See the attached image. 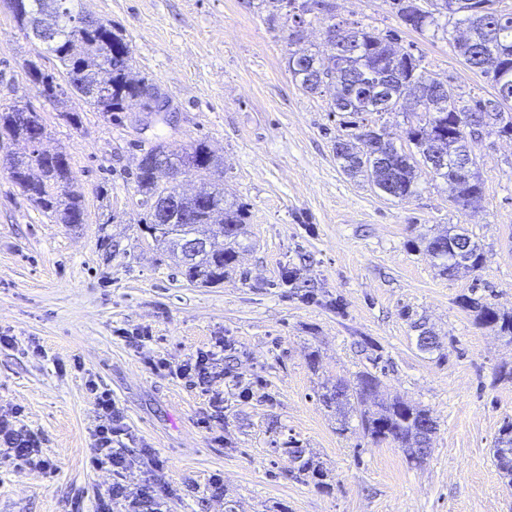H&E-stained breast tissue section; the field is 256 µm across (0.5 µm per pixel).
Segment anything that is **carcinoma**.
Listing matches in <instances>:
<instances>
[{
	"label": "carcinoma",
	"mask_w": 512,
	"mask_h": 512,
	"mask_svg": "<svg viewBox=\"0 0 512 512\" xmlns=\"http://www.w3.org/2000/svg\"><path fill=\"white\" fill-rule=\"evenodd\" d=\"M21 8L12 9L21 30L38 28L46 16H56L57 28L42 34L46 50L60 63L58 73L43 71L35 62L27 63V75L36 92L50 93L49 101L61 104L68 94L86 97L96 111L110 118L114 112H126L134 104L141 111L143 94L153 81L134 72L133 53L124 36L112 29V22L85 14L86 25L80 30L70 20L80 11L74 0H15ZM267 20H284L290 30L289 39H301L306 16L326 7L325 0H260ZM393 13L406 29L423 32L438 26V16L446 14L465 23L469 36L456 43L459 56L471 70L491 81L495 93L489 98L473 97L468 101L455 93L432 92L406 106V99L417 84L427 80L421 58L395 46V35L381 36L360 26L339 22L328 26L337 40L327 43L321 54L303 50L288 56V71L309 94L322 92L319 75L324 70L334 74L336 94L332 111L344 116L341 126L345 134L336 137L334 151L342 170L353 177L364 176L387 196L403 201L416 193L417 170L426 168L433 176L448 184V198L456 206L467 209L482 199L484 186L476 170L473 145L477 130L493 132L500 137L512 136V13L494 8V0H430L426 8L419 0H392ZM100 85L109 89L108 101L100 105L91 91ZM404 111L411 114L407 129L409 147H396L392 142L374 136L376 130L367 124V116L376 113ZM34 129L46 135L39 115L17 104L0 105V145L6 140L29 141ZM447 156L442 170L428 162V152ZM185 159L201 177L196 196L201 204L183 209L180 185L165 180L155 158ZM223 162L206 142L199 140L180 154L168 151L159 142L140 158L135 174L138 192L149 206L144 229L167 225L168 238L159 240L166 248L193 231L197 224H222L229 228L228 239H213L211 249L196 261L185 265L183 274L190 282L216 284L224 282V274L236 262L238 237L246 221L244 205L224 198V185L206 176L218 171ZM12 181L29 196L36 206L59 224H81L84 208L81 195L69 187V162L59 151L50 152L41 144H32L26 157L11 160ZM425 250L435 260L439 273L455 277L461 271L481 267L483 255L478 245L464 231L448 228L425 243ZM482 324L512 336V314H501L487 306H479ZM417 347L422 352L440 350L432 331L421 329ZM379 377L363 372L354 381L336 380V385L321 395L322 402L343 416L364 404L377 392ZM361 427L375 443L391 441L401 444L415 460L424 459L431 451L436 422L429 411L404 401L377 402L375 410L361 412Z\"/></svg>",
	"instance_id": "obj_1"
}]
</instances>
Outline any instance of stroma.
<instances>
[{
    "label": "stroma",
    "mask_w": 512,
    "mask_h": 512,
    "mask_svg": "<svg viewBox=\"0 0 512 512\" xmlns=\"http://www.w3.org/2000/svg\"><path fill=\"white\" fill-rule=\"evenodd\" d=\"M82 2L130 42L136 72L168 92L174 114L145 128L135 109L107 119L80 96L62 108L46 101L25 64H60L0 0V104L41 115L85 207L84 224L56 223L12 182L0 150V334L15 339L0 347V415L38 435L46 463L0 466V512H95L117 477L89 463L92 381L124 417L114 445L131 465L118 479L131 491L152 483L167 512H512V483L494 459L512 420V338L467 305L512 313V139L475 145L476 207L456 208L425 170L399 201L342 171L334 90L310 95L292 80L289 30L269 24L259 0ZM330 2L336 21L397 31L462 98L491 96L456 54L464 26L443 19L417 33L400 27L390 0ZM196 140L223 158L224 194L247 212L235 271L209 286L188 282L141 232L133 179L155 142L177 151ZM453 226L483 264L448 278L419 242ZM417 321L440 353L417 349ZM219 340L209 392L189 388L177 368ZM363 371L379 376L380 398L430 411L437 429L422 461L371 443L358 413L339 431L319 401L323 386ZM290 444L323 479L295 469Z\"/></svg>",
    "instance_id": "1"
}]
</instances>
